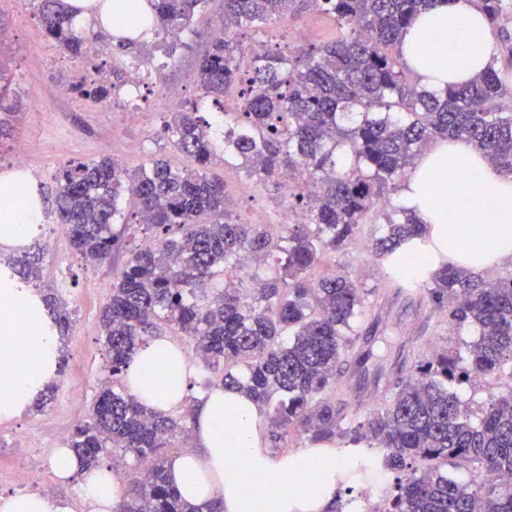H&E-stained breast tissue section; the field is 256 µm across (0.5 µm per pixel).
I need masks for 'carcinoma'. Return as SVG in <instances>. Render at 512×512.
Segmentation results:
<instances>
[{
	"label": "carcinoma",
	"mask_w": 512,
	"mask_h": 512,
	"mask_svg": "<svg viewBox=\"0 0 512 512\" xmlns=\"http://www.w3.org/2000/svg\"><path fill=\"white\" fill-rule=\"evenodd\" d=\"M206 2L149 0L146 17L117 21L120 53H142L144 44L128 34L131 26L144 22L166 38L188 28ZM442 2L224 0L226 33L211 40L195 76L200 97L180 105L160 132L185 165L155 160L130 174L110 159L73 160L59 170L44 213L66 226L71 248L86 264L110 257L121 195L132 198L136 223L150 231L117 272L101 315L112 380L68 443L88 467L116 451L136 463L140 478L127 489L122 512H220L213 503L186 501L167 481V449L190 437L193 414L160 415L123 381L136 349L163 325L193 343L203 366L222 374L224 387L256 402L272 447L290 427L312 444L336 446L344 470L336 474V498L326 512H347L342 475L373 466L368 448L381 449L384 468L395 474L380 512H512V491L496 481L512 474V386L476 418L449 389L475 376L512 381V278L490 282L446 265L425 280L414 273L426 261L423 225L402 208L383 213L372 252L386 262L391 287L427 289L446 310L448 329L467 324L478 338L464 358L453 349L398 351L401 367L389 399L350 417L348 403L336 397V381L354 348L362 288L347 274L310 277L326 253L357 242L363 224L380 214L379 203L431 141L466 138L512 174L508 73L493 64L439 96L408 81L402 35L418 13ZM479 3L493 26L512 8L508 0ZM307 5L333 18L343 35L320 46L263 42L257 51L228 33L275 24ZM37 13L45 34L96 74L73 86L75 92L107 102L125 75L104 70L90 54L86 37L72 26L68 0H37ZM7 83L0 68V143L22 109L19 101L5 103ZM233 89L240 109L220 139L200 110ZM220 148L224 163L239 161L257 185L277 187L298 174L302 185L288 200L310 208L308 221L234 222L224 207V181L210 171ZM406 243L411 249L398 253ZM42 251L34 242L0 252V280L36 291L65 341L72 313L56 289L40 286Z\"/></svg>",
	"instance_id": "obj_1"
}]
</instances>
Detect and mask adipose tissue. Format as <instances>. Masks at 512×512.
Masks as SVG:
<instances>
[{
	"mask_svg": "<svg viewBox=\"0 0 512 512\" xmlns=\"http://www.w3.org/2000/svg\"><path fill=\"white\" fill-rule=\"evenodd\" d=\"M400 50L420 85L438 93L492 65L498 42L477 0H444L416 17ZM464 170L476 176L478 195L454 182ZM400 201L425 226L422 274L448 264L484 271L512 263V175L468 140L434 142L405 178ZM40 220L37 205H0V242H25ZM37 306L27 291L0 286L1 418L21 416L54 372L56 334L25 342L9 338L19 319ZM196 372L177 343L156 337L134 354L125 382L142 403L169 414L189 398ZM228 420L233 429H225ZM51 467L60 482L77 481L86 512H112L125 493L108 465L86 469L72 449H58ZM246 475L256 486L257 512H326L336 494V453L329 444L298 456L273 452L256 403L244 392L211 385L199 397L192 447L171 462L168 481L192 502L217 498L223 512H244L240 482ZM0 512H73V503L43 492L1 493Z\"/></svg>",
	"mask_w": 512,
	"mask_h": 512,
	"instance_id": "adipose-tissue-1",
	"label": "adipose tissue"
}]
</instances>
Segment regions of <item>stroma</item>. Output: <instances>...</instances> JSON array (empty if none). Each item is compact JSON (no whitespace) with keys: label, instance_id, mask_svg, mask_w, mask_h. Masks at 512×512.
<instances>
[{"label":"stroma","instance_id":"35a3bbf8","mask_svg":"<svg viewBox=\"0 0 512 512\" xmlns=\"http://www.w3.org/2000/svg\"><path fill=\"white\" fill-rule=\"evenodd\" d=\"M224 13V0H209L205 10L193 19L192 32L171 41L173 60L162 69H152L143 91L149 99L142 106L123 97L98 103L80 97L63 107L55 90L73 80L76 63L53 40L45 36L31 0H0V66L10 79L11 96L24 101L41 93V111L20 112L13 141L0 144V175L11 169L14 140L27 144L28 160L42 186H54L61 166L72 159L95 160L109 157L127 171L138 170L152 158H164L180 167L184 159L158 132L170 116L168 92L180 101L196 98L200 90L194 76L201 56L212 40ZM305 30L297 39L296 30ZM335 21L316 10L301 17L287 18L276 25L246 31L244 44L270 39L282 44H322L338 37ZM127 111L121 131L112 129V108ZM140 143L139 152L127 150L128 141ZM214 174L224 181V194L235 220L247 223L260 211L266 223L277 224L288 204V191L268 184L255 186L238 163H217ZM380 224L362 229L358 244L330 253L321 264L324 272H348L356 276L366 298L354 324L361 337L371 340L373 356L366 365L367 384L352 397L357 413L380 406L386 396L383 384L395 370L398 348L433 351L460 347L475 340L477 332L465 327L451 332L443 313L422 295L396 294L389 288L385 268L375 260L371 242L380 235ZM36 240L49 251L42 264V286L61 289L74 319L68 338L63 372L56 380L51 402L38 413L0 420V492L15 491L10 475L14 466L32 451L65 447L75 426L86 419L104 381L109 377L107 353L100 326V314L112 282L130 252L143 241L137 229L121 232L109 262L86 266L72 251L66 233L54 222L40 223Z\"/></svg>","mask_w":512,"mask_h":512}]
</instances>
